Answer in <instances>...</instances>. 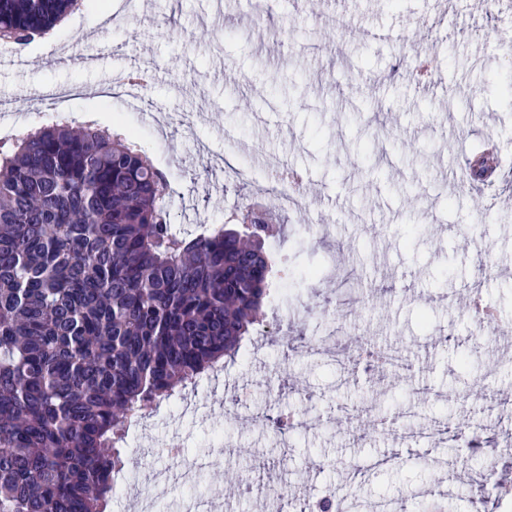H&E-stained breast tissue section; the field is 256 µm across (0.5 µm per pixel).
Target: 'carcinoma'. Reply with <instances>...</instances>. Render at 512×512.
<instances>
[{
    "label": "carcinoma",
    "instance_id": "carcinoma-1",
    "mask_svg": "<svg viewBox=\"0 0 512 512\" xmlns=\"http://www.w3.org/2000/svg\"><path fill=\"white\" fill-rule=\"evenodd\" d=\"M78 0H0L26 45ZM125 135L66 122L0 144V512H109L132 424L262 323L277 214L186 238Z\"/></svg>",
    "mask_w": 512,
    "mask_h": 512
}]
</instances>
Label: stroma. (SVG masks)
<instances>
[{
	"mask_svg": "<svg viewBox=\"0 0 512 512\" xmlns=\"http://www.w3.org/2000/svg\"><path fill=\"white\" fill-rule=\"evenodd\" d=\"M441 9L325 0L246 17L237 0H143L136 13L126 0H83L49 40L0 56V103L27 129L64 111L76 124L135 131L169 178L177 232L233 223L255 202L279 207L254 178L271 159L309 175L300 210L279 216L287 301L266 307L235 361L129 432L112 512H137L136 491L156 469L170 480L153 487V512L211 502L260 512L284 485L311 499L336 488L349 512H512V494L483 507L472 495L491 463L512 482V340L475 341L461 303L481 292L512 325V198L501 196L512 184V12L453 0L448 26ZM430 25L429 41L372 40ZM78 53L96 65H70ZM139 65L157 78L129 102L113 76ZM491 140L496 176L474 185L467 162ZM303 224L320 231L301 246ZM331 262L335 277L298 275ZM304 337H360L398 364L310 356L298 349ZM483 381L495 409L469 398ZM273 405L308 413L312 428L274 435L260 423ZM362 405L375 412L355 439L348 413ZM459 422L480 430L477 445L447 441Z\"/></svg>",
	"mask_w": 512,
	"mask_h": 512,
	"instance_id": "stroma-1",
	"label": "stroma"
}]
</instances>
